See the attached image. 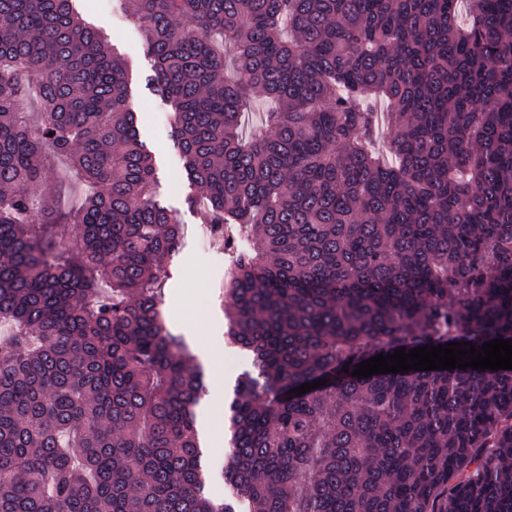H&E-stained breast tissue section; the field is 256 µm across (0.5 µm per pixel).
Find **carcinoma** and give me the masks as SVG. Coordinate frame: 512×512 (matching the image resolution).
I'll return each mask as SVG.
<instances>
[{"mask_svg": "<svg viewBox=\"0 0 512 512\" xmlns=\"http://www.w3.org/2000/svg\"><path fill=\"white\" fill-rule=\"evenodd\" d=\"M73 2L0 0V512H512V370L351 376L512 339V0H467L466 28L458 0H130L251 357L222 501L158 292L182 225ZM259 94L277 107L245 139ZM50 153L88 187L68 212Z\"/></svg>", "mask_w": 512, "mask_h": 512, "instance_id": "carcinoma-1", "label": "carcinoma"}]
</instances>
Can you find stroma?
<instances>
[{"label": "stroma", "mask_w": 512, "mask_h": 512, "mask_svg": "<svg viewBox=\"0 0 512 512\" xmlns=\"http://www.w3.org/2000/svg\"><path fill=\"white\" fill-rule=\"evenodd\" d=\"M75 5L127 68L128 106L139 113L141 138L156 158L157 189L183 227L181 246L169 261L170 276L162 287V309L171 330L185 337L192 354L206 367L202 424H223L235 380L249 367L248 356L225 336L229 257L203 230L199 192L185 177L173 141L170 108L148 82L155 70L151 50L137 24L127 17L124 0H110L104 9L97 8L96 0H75ZM216 353L224 356L220 374L208 366Z\"/></svg>", "instance_id": "stroma-1"}]
</instances>
